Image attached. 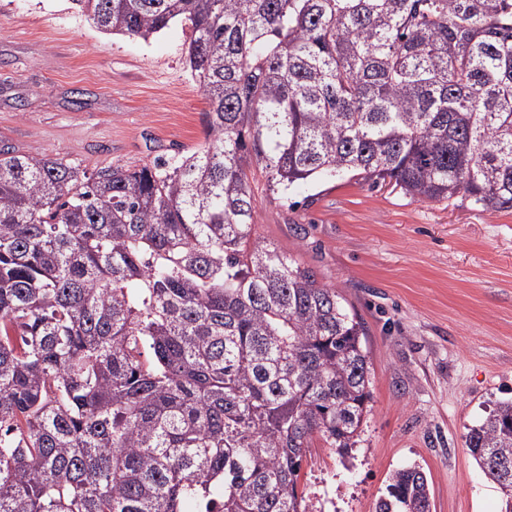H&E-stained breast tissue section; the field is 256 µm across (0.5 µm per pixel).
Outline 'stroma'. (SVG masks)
<instances>
[{"instance_id": "35a3bbf8", "label": "stroma", "mask_w": 512, "mask_h": 512, "mask_svg": "<svg viewBox=\"0 0 512 512\" xmlns=\"http://www.w3.org/2000/svg\"><path fill=\"white\" fill-rule=\"evenodd\" d=\"M180 22L150 40L102 33L69 0H0V146L86 170L177 157L206 137L207 98ZM261 237L363 321L371 411L349 460L315 440L312 512H375L389 474L425 473L431 512H502L466 436L512 399V209L414 201L389 182H255Z\"/></svg>"}]
</instances>
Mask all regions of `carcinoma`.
<instances>
[{"label": "carcinoma", "instance_id": "1", "mask_svg": "<svg viewBox=\"0 0 512 512\" xmlns=\"http://www.w3.org/2000/svg\"><path fill=\"white\" fill-rule=\"evenodd\" d=\"M177 19L206 141L91 172L0 148V512H311L370 412L365 328L256 232L250 167L512 209V0H72ZM466 445L512 512V400ZM376 512H430L418 467Z\"/></svg>", "mask_w": 512, "mask_h": 512}]
</instances>
